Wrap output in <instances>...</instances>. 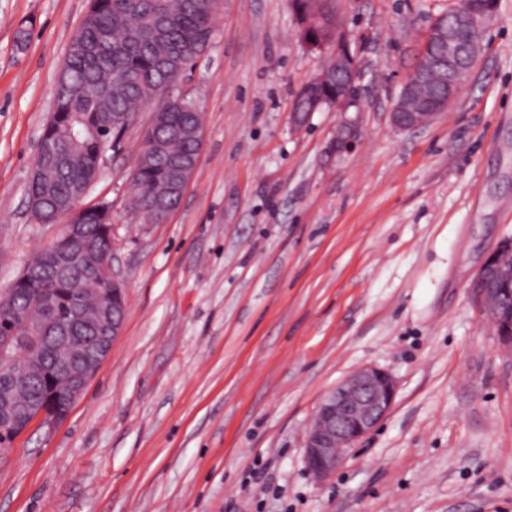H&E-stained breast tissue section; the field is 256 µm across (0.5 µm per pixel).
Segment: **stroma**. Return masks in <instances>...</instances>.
Wrapping results in <instances>:
<instances>
[{
    "label": "stroma",
    "mask_w": 512,
    "mask_h": 512,
    "mask_svg": "<svg viewBox=\"0 0 512 512\" xmlns=\"http://www.w3.org/2000/svg\"><path fill=\"white\" fill-rule=\"evenodd\" d=\"M456 2L339 0L358 99L297 131L324 51L289 0H223L178 85L204 114L179 208L151 224L129 207L152 107L105 154L88 197L112 204L123 328L68 417L0 465V512H512V349L472 288L512 237V0L447 111L390 118ZM87 8L0 0V293L60 231L26 188ZM364 366L393 376L394 406L317 479L310 420Z\"/></svg>",
    "instance_id": "obj_1"
}]
</instances>
